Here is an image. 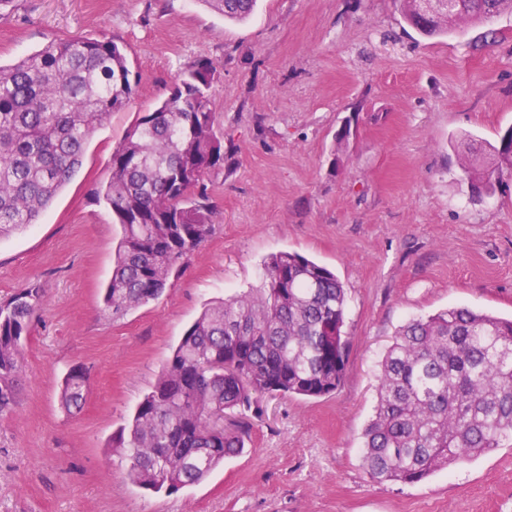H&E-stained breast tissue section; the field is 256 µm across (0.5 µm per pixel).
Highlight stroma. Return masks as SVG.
Wrapping results in <instances>:
<instances>
[{
  "instance_id": "35a3bbf8",
  "label": "stroma",
  "mask_w": 512,
  "mask_h": 512,
  "mask_svg": "<svg viewBox=\"0 0 512 512\" xmlns=\"http://www.w3.org/2000/svg\"><path fill=\"white\" fill-rule=\"evenodd\" d=\"M494 27L487 43L464 23L424 38L395 0H257L242 22L205 0H13L0 64L104 33L141 80L36 223L0 240V297L33 280L45 289L17 403L0 416V512H512V437L415 484L372 483L360 453L400 325L454 306L512 316V174L477 198L462 171L470 147L512 125V14ZM201 59L219 73L229 148L207 179L214 232L158 300L110 320L102 297L122 229L94 190L127 130ZM283 250L347 292L341 386L262 399L244 451L200 483L131 485L108 440L203 308L259 286ZM75 366L86 400L69 415L59 392Z\"/></svg>"
}]
</instances>
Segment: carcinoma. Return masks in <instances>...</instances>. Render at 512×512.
<instances>
[{
	"label": "carcinoma",
	"instance_id": "carcinoma-1",
	"mask_svg": "<svg viewBox=\"0 0 512 512\" xmlns=\"http://www.w3.org/2000/svg\"><path fill=\"white\" fill-rule=\"evenodd\" d=\"M243 20L255 0H204ZM454 23H423L417 0H399L421 36L462 22L495 34L512 0H453ZM219 74L202 59L178 74L169 98L139 117L112 152L96 191L121 224L103 303L108 317L159 299L171 275L214 230L205 178L224 168V131L213 112ZM124 46L101 34L54 40L0 66V239L35 223L82 164L98 126L124 110L139 85ZM489 167H464L477 193L512 174V127L490 146ZM43 290L31 282L0 301V412L16 402L23 342ZM346 292L323 265L291 251L271 255L262 287L205 308L107 450L128 481L158 493L195 484L245 448L246 412L261 397L318 398L341 385L350 349ZM374 413L362 433L371 481L420 482L500 447L512 434V319L452 307L411 319L379 363ZM86 376L63 378L60 403L81 409Z\"/></svg>",
	"mask_w": 512,
	"mask_h": 512
}]
</instances>
